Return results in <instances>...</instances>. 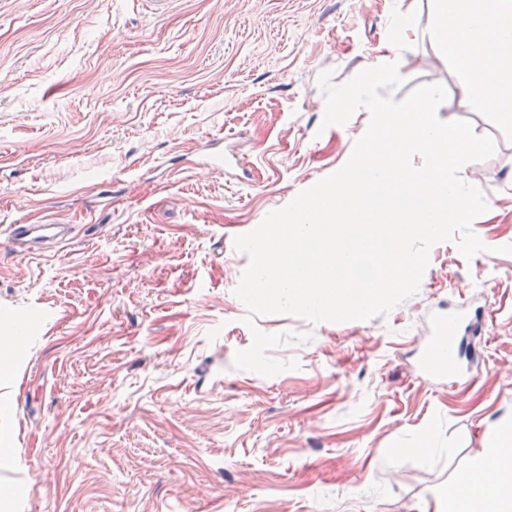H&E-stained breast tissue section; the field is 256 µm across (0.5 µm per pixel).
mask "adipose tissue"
Masks as SVG:
<instances>
[{
  "label": "adipose tissue",
  "mask_w": 512,
  "mask_h": 512,
  "mask_svg": "<svg viewBox=\"0 0 512 512\" xmlns=\"http://www.w3.org/2000/svg\"><path fill=\"white\" fill-rule=\"evenodd\" d=\"M434 33L460 61L464 105L512 122V0H435ZM433 512H512V419L499 422L466 480L434 499Z\"/></svg>",
  "instance_id": "1"
}]
</instances>
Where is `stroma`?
<instances>
[{"instance_id": "stroma-1", "label": "stroma", "mask_w": 512, "mask_h": 512, "mask_svg": "<svg viewBox=\"0 0 512 512\" xmlns=\"http://www.w3.org/2000/svg\"><path fill=\"white\" fill-rule=\"evenodd\" d=\"M433 3L0 0V230L70 229L38 256L0 234V334L27 329L0 378V512H423L466 473L512 418V125L462 104ZM381 57L494 137L461 170L487 249L432 246L384 318L247 327L234 240L347 162L370 115L323 127L318 76ZM459 307L482 325L472 377H420L433 314ZM256 329L312 331L272 352L299 369H233Z\"/></svg>"}]
</instances>
